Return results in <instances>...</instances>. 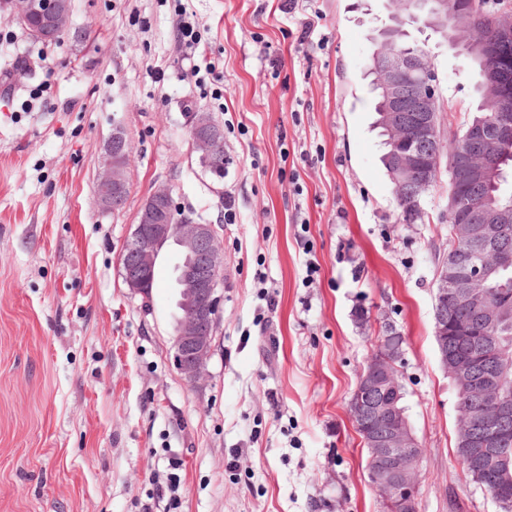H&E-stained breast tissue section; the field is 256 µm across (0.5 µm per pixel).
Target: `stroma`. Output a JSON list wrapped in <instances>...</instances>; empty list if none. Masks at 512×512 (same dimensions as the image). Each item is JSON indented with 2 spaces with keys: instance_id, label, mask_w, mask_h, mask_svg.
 Listing matches in <instances>:
<instances>
[{
  "instance_id": "stroma-1",
  "label": "stroma",
  "mask_w": 512,
  "mask_h": 512,
  "mask_svg": "<svg viewBox=\"0 0 512 512\" xmlns=\"http://www.w3.org/2000/svg\"><path fill=\"white\" fill-rule=\"evenodd\" d=\"M72 0L84 42L0 18V512H383L348 402L377 336H404L420 512H500L455 447L433 298L448 172L403 221L365 76L391 0ZM314 20L311 43L297 34ZM439 124L462 131L478 68L432 31ZM212 65L220 81H200ZM212 113L232 164L201 167L186 115ZM123 126L124 208L94 192ZM161 184L223 245L206 378L174 364L178 255L148 296L120 254ZM316 264L309 273L308 264Z\"/></svg>"
}]
</instances>
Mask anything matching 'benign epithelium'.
<instances>
[{"label":"benign epithelium","mask_w":512,"mask_h":512,"mask_svg":"<svg viewBox=\"0 0 512 512\" xmlns=\"http://www.w3.org/2000/svg\"><path fill=\"white\" fill-rule=\"evenodd\" d=\"M458 15L466 11V0H421L416 11L402 10L397 26L385 35L381 47L386 49L384 64L377 69L375 82L386 104L384 122L397 138L400 149L390 157L398 177L412 168L432 171L438 162L437 95L433 84L434 70L428 57L396 49V34L410 18L424 20L436 28L445 24L444 9ZM10 17L27 34L45 44L54 42L60 32H68L79 41L84 31L72 24L70 0H0V13ZM495 26L501 40L509 46L512 39V3L505 0L495 14ZM500 106L504 120L495 128L473 126L467 144L448 162V211L458 214L452 227L454 242L476 244L492 238L497 224L512 222V210L493 213L481 210L470 188L488 177L483 155L512 138V94L502 92ZM186 121L193 151L199 162L213 175L222 178L230 157L219 161L215 146L224 138L222 126L209 112H188ZM131 143L117 126L105 146L106 161L96 180L101 207L120 210L130 191L126 168ZM176 246L180 263L176 278L180 315L175 322V362L184 378L195 384L203 379L221 312L222 242L216 225L200 222L181 213L167 186L156 187L145 200L139 222L120 256L121 273L129 288L146 295L152 288L153 271L162 249ZM488 264L465 260L456 249L438 268L434 294V335L443 370L458 380L474 397L476 411L467 415L459 427V447L464 458L480 455L485 467L468 469L473 481L491 492L502 512H512V497L501 491L500 479L508 478L497 471V451L512 437V394L494 370L484 342L455 327V335L470 342L465 351L448 354V304L468 307L485 324H494L500 313L512 307L507 300L492 304L483 298L480 287L487 279ZM386 337H378L373 358L360 372L349 401L351 414L358 418L362 442L373 449L372 469L368 477L378 491L385 512H419L422 445L413 433L406 414L403 385L394 361L401 359L403 346L385 347Z\"/></svg>","instance_id":"1"}]
</instances>
